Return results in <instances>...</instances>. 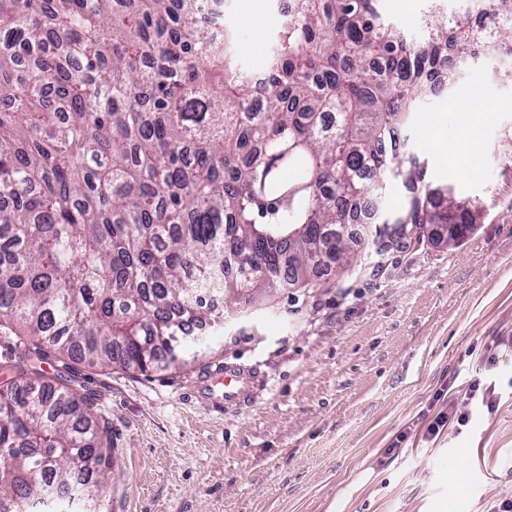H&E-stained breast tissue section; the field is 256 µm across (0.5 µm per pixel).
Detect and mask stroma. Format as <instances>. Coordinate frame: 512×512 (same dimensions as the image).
Returning <instances> with one entry per match:
<instances>
[{"label": "stroma", "mask_w": 512, "mask_h": 512, "mask_svg": "<svg viewBox=\"0 0 512 512\" xmlns=\"http://www.w3.org/2000/svg\"><path fill=\"white\" fill-rule=\"evenodd\" d=\"M470 0H381L390 21L418 33L431 13ZM265 23L253 28L251 12ZM249 71L264 70L275 0H225ZM491 54L452 92L419 103L404 127L435 186L481 206L456 243L437 229L312 289L281 288L246 303L214 299L195 362L175 376L76 366L112 438L104 512H491L512 499V82ZM491 116L476 121L478 107ZM453 152H446V145ZM239 364L259 387L216 412L191 401L209 373ZM477 394H470L471 383ZM469 424L428 425L448 406Z\"/></svg>", "instance_id": "stroma-1"}]
</instances>
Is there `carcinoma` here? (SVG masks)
Masks as SVG:
<instances>
[{
    "mask_svg": "<svg viewBox=\"0 0 512 512\" xmlns=\"http://www.w3.org/2000/svg\"><path fill=\"white\" fill-rule=\"evenodd\" d=\"M210 0H0V512H43L91 487L106 497L108 426L60 381L74 365L133 372L184 362L187 323L225 302L358 257L342 232L395 180L405 203L374 230L483 211L426 181L403 127L448 56L512 55V0L433 16L418 39L377 0H296L270 50L264 108ZM293 169L284 181L281 171ZM52 357L57 379L18 382Z\"/></svg>",
    "mask_w": 512,
    "mask_h": 512,
    "instance_id": "obj_1",
    "label": "carcinoma"
}]
</instances>
